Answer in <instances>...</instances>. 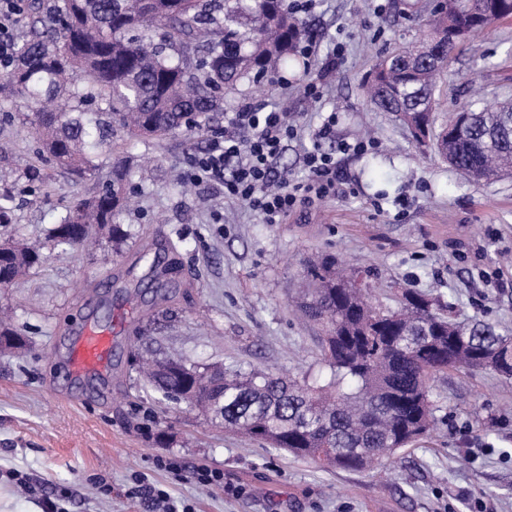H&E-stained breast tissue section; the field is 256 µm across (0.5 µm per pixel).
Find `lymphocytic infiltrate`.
Listing matches in <instances>:
<instances>
[{
	"label": "lymphocytic infiltrate",
	"mask_w": 512,
	"mask_h": 512,
	"mask_svg": "<svg viewBox=\"0 0 512 512\" xmlns=\"http://www.w3.org/2000/svg\"><path fill=\"white\" fill-rule=\"evenodd\" d=\"M27 0H0V69L10 68L16 59L14 29L24 14ZM229 127L212 136L207 149L191 158L186 172L195 185L219 188L225 198L254 211L265 224L286 223L301 207L334 195L343 172L335 154L320 149V141L336 136L335 115L326 116L305 152L303 163L310 173L304 183L275 181L273 159L288 141L302 133L289 113L242 107L228 119Z\"/></svg>",
	"instance_id": "1"
}]
</instances>
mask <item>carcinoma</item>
<instances>
[{
  "mask_svg": "<svg viewBox=\"0 0 512 512\" xmlns=\"http://www.w3.org/2000/svg\"><path fill=\"white\" fill-rule=\"evenodd\" d=\"M460 12L432 11L433 33L459 28V43L512 17V0H461ZM34 35L17 48V60L0 70V90L27 109L41 157L66 173L94 178L102 149L118 137L150 139L199 134L213 112L224 111L221 90L294 59L308 33L286 0H30ZM457 48L429 40L378 58L364 90L372 108L394 112L408 126L436 110L435 91ZM106 100L111 111L84 102ZM436 133L430 147L462 176L495 177L512 166V112L497 105L472 110L467 130ZM129 169L114 166L102 186L75 202L49 232L56 246L85 249L100 238L116 251L129 237L119 224L126 211ZM43 245L8 237L0 241V286L10 288L40 263ZM308 288L297 310L321 327L323 360L331 378H298L255 368L224 371L212 386L209 366L169 358L142 363L145 381L165 402L181 403L195 391V407L219 418L224 431L244 435L295 458L330 467L365 470L392 456L435 423L432 377L450 369L512 365V334L494 323L461 324L448 309L406 290L398 309L369 301L370 284L323 259L307 269Z\"/></svg>",
  "mask_w": 512,
  "mask_h": 512,
  "instance_id": "cac0c4a2",
  "label": "carcinoma"
}]
</instances>
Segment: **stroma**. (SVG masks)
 Segmentation results:
<instances>
[{
    "instance_id": "stroma-1",
    "label": "stroma",
    "mask_w": 512,
    "mask_h": 512,
    "mask_svg": "<svg viewBox=\"0 0 512 512\" xmlns=\"http://www.w3.org/2000/svg\"><path fill=\"white\" fill-rule=\"evenodd\" d=\"M320 42L346 48L323 100L307 103L304 66L280 69L260 82L225 92L224 115L251 103L298 113L306 136L292 140L277 173L303 179L310 130L336 113V138L370 139L373 149L340 155L349 175L334 197L265 224L222 193L173 183L204 135L123 139L97 162L101 174L122 163L133 171L131 207L123 222L132 236L114 253L102 239L93 252L59 250L47 240L70 202L96 190L40 157L19 100L0 95V195L9 199V233L43 242L44 262L17 288H0L11 326L25 349L0 352V512H152L129 496L133 476L162 486L191 512H512V383L491 372L451 371L436 379L433 429L394 463L352 472L327 470L224 432L186 405L159 407L139 374V336L153 349L198 365L234 370L265 366L295 376L324 365L317 325L293 300L309 261L330 256L366 271L378 302L396 306L410 289L453 303L458 321L476 319L512 330V288L485 276L512 278V178L475 183L414 142L393 114L371 110L361 83L377 55L424 39L407 0H320L303 17ZM435 96L443 113L471 102L512 97V20L460 45ZM39 180H29L28 167ZM223 214V223L213 221ZM173 251L154 253L155 243ZM180 264V286L164 296L152 287V262ZM109 332L105 367L69 374L72 342L85 325ZM180 463L183 474L156 466ZM220 469V486L196 484L199 467Z\"/></svg>"
}]
</instances>
